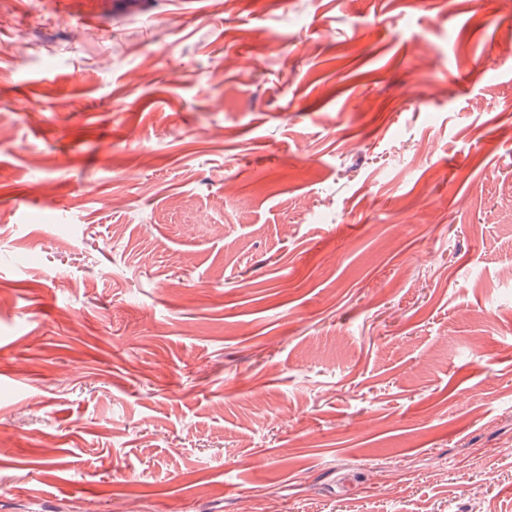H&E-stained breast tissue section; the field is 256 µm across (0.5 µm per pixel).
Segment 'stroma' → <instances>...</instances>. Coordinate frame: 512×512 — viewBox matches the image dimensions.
<instances>
[{
    "label": "stroma",
    "mask_w": 512,
    "mask_h": 512,
    "mask_svg": "<svg viewBox=\"0 0 512 512\" xmlns=\"http://www.w3.org/2000/svg\"><path fill=\"white\" fill-rule=\"evenodd\" d=\"M118 2L0 0V512H512V13Z\"/></svg>",
    "instance_id": "stroma-1"
}]
</instances>
